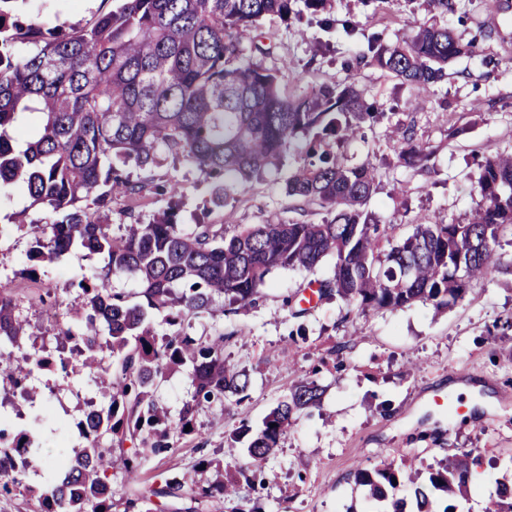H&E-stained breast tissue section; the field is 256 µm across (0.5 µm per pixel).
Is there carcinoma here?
<instances>
[{"instance_id": "carcinoma-1", "label": "carcinoma", "mask_w": 512, "mask_h": 512, "mask_svg": "<svg viewBox=\"0 0 512 512\" xmlns=\"http://www.w3.org/2000/svg\"><path fill=\"white\" fill-rule=\"evenodd\" d=\"M18 0H0V191L17 189L30 207L49 214L44 224L23 211L9 223L30 228L26 274L74 250L100 254L105 265L82 276L79 331L63 344L81 346L85 365L102 371L107 403L77 425L84 444L58 462L59 479L40 498L43 512H112L114 492L106 466L117 458L132 472L149 451L167 453L173 434L192 424V406L178 421L152 398L166 372L187 365L193 402H224L248 388L244 371L224 361V333L197 339L187 318L214 312L218 298L229 304L256 303L274 268L311 270L328 255L336 258L332 280L320 296H337L363 310L396 309L416 301L451 306L474 281L487 278L507 260L496 246L512 231V154L485 160L478 177L483 204L466 224H416L389 249H380L378 225L363 211L378 178L363 162L345 166L322 149L328 137L353 138L378 113L369 110L352 84L322 85L310 96L290 100L276 72L248 56L236 33L267 17L287 19L295 0H110L85 24L44 27L20 13ZM474 53L446 27L423 26L402 44L367 42L360 58L414 87L426 99L444 80L452 60ZM22 113L39 125L22 132L26 147H14L8 130ZM406 145L404 161L427 157L411 145L409 130L396 128ZM305 154L285 192L329 212L321 223L249 224L227 237L222 224H180L174 203L146 224H128L112 234V198L151 187L175 196L178 183L156 184L153 171L170 154L195 165L211 179L216 208L252 177L277 165L287 149ZM134 164L146 176L134 181ZM512 265V259L507 261ZM114 277L141 285L139 304L112 289ZM163 315L170 332L158 335ZM25 324L0 290V380L22 385L40 350L20 349ZM320 400L311 381L295 387L264 419L247 448L249 466L263 473L293 417ZM135 444L124 447L125 442ZM478 457L471 451L438 464L428 483L386 462L356 468L359 485L374 502L387 488L407 481L417 512H436L431 493L451 499L463 494ZM24 472L3 467L0 491L22 484ZM236 494L222 478L198 484L165 480L125 500L124 512L164 499L194 504ZM495 512H512V482L496 489Z\"/></svg>"}]
</instances>
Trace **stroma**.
<instances>
[{
  "instance_id": "stroma-1",
  "label": "stroma",
  "mask_w": 512,
  "mask_h": 512,
  "mask_svg": "<svg viewBox=\"0 0 512 512\" xmlns=\"http://www.w3.org/2000/svg\"><path fill=\"white\" fill-rule=\"evenodd\" d=\"M101 0H22L21 10L47 27L89 22ZM327 18L305 10L287 23L267 18L239 30L246 54L264 50V64L276 71L282 90L299 99L322 85L354 84L368 104L384 115L364 125L351 141L326 139L325 148L346 165L373 163L379 177L365 209L379 224L382 239L397 242L415 224H465L482 199L480 166L499 152H512V0H448L447 10L430 0H332ZM354 35H346L344 23ZM452 29L461 42L476 45L473 55L448 66V78L425 103L414 89L359 59L368 39L395 44L420 26ZM411 126L416 143L430 157L419 166L404 164L390 138L395 124ZM304 157L286 154L279 166L251 181L223 208L210 202V187L194 166L166 160L155 177L181 185L178 221L220 224L234 234L248 224L328 219L327 211L287 196L284 180ZM169 197L145 190L132 200H112L113 224L149 221ZM30 238L13 225L0 230V283L11 282L15 313L29 321L25 346L59 355L58 338L72 326L80 302L71 281L101 269L100 255L73 251L40 269L35 279L18 278L28 264ZM335 259L314 270L277 268L255 305H225L191 319L189 332L226 335V362L246 371L243 400L202 404L194 431L174 439L171 452L147 456L136 472L122 465L106 474L116 497L180 476L200 483L213 466L233 476L238 494L203 502L198 512H367L354 468L379 467L394 459L411 463L420 477L442 460L464 451L479 457L458 512H492L499 483L512 480V267L503 266L472 283L447 308L430 301L387 310L361 311L333 298L302 306L310 283L330 279ZM305 334H298V327ZM70 374L32 375L26 396L0 398V422L12 433L35 430L40 458L22 485L0 493V512H41V488L52 478L50 461L81 443L76 422L89 403H101L94 379L73 358ZM322 389L319 404L295 416L282 435L262 478L248 468V439L230 441L241 426L258 432L265 417L304 382ZM193 392L188 367L169 372L154 397L170 417H178ZM461 414H452V407ZM211 461L201 469V461Z\"/></svg>"
}]
</instances>
